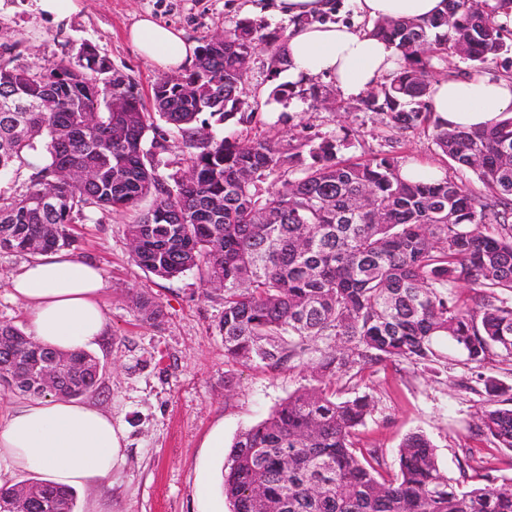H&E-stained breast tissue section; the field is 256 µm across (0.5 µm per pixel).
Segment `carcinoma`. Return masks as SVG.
Here are the masks:
<instances>
[{"mask_svg":"<svg viewBox=\"0 0 512 512\" xmlns=\"http://www.w3.org/2000/svg\"><path fill=\"white\" fill-rule=\"evenodd\" d=\"M444 2L427 20L373 25L401 63L362 105L385 115L392 130L428 123L433 59L456 48L483 65L512 49L487 0ZM284 40L239 20L224 31V47L200 45L188 75L154 83L159 119L182 145L179 169L165 179L144 148L153 116L130 90L101 81L94 47L82 46L74 63L1 61L0 103L35 107L0 111V176L23 173L38 137L47 140L49 160L31 168L23 192L0 194V251H58L71 246L72 225L91 210H134L126 233L139 242L131 255L137 266L162 279L195 270L204 286L224 292L225 362L291 369L310 359L317 384L235 438L224 470L231 512H512V492L491 481L451 484L421 433L401 443L398 470H384L381 449L354 441L374 401L342 397L370 366L407 361L432 369L448 361L443 343L465 366H512V116L478 130L434 123L440 155L475 174L481 191L446 176L408 182L406 160L391 153L343 159L346 143L333 137L307 138L284 153L271 139L206 131L212 120H253L241 111L250 84L244 58L262 48L271 68L285 66L277 45ZM87 166L97 170L90 181L62 178ZM292 168L299 176L291 179ZM183 171L192 179L183 181ZM148 197L150 207L139 209ZM135 305L149 320L163 315L142 294ZM319 340L325 348L311 359ZM49 356L72 362L58 395L98 388V362L87 352L13 351L21 360ZM0 363L10 389L39 396L1 354ZM483 385L496 404L475 428L512 451V388L490 376ZM31 493L42 512H74L73 490L33 478L0 487V512H13Z\"/></svg>","mask_w":512,"mask_h":512,"instance_id":"obj_1","label":"carcinoma"}]
</instances>
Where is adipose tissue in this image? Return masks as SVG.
Here are the masks:
<instances>
[{"label": "adipose tissue", "instance_id": "1", "mask_svg": "<svg viewBox=\"0 0 512 512\" xmlns=\"http://www.w3.org/2000/svg\"><path fill=\"white\" fill-rule=\"evenodd\" d=\"M368 22L381 18L427 19L443 11L442 0H355ZM329 0H275L277 16L291 19L288 77L305 85L333 80L346 97L380 84L398 67L394 45L343 23H321ZM127 37L164 73L189 66L195 45L183 31L139 18ZM431 109L440 124L472 130L491 125L512 109V79L451 76L433 84ZM8 287L29 312L28 336L39 344L71 352L100 348L108 322L99 297L100 267L65 251L42 255L14 272ZM123 434L112 417L89 400L28 397L0 415V478L18 471L38 473L49 483L86 487L111 482Z\"/></svg>", "mask_w": 512, "mask_h": 512}]
</instances>
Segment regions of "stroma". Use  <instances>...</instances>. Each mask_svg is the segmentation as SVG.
Returning <instances> with one entry per match:
<instances>
[{
	"instance_id": "stroma-1",
	"label": "stroma",
	"mask_w": 512,
	"mask_h": 512,
	"mask_svg": "<svg viewBox=\"0 0 512 512\" xmlns=\"http://www.w3.org/2000/svg\"><path fill=\"white\" fill-rule=\"evenodd\" d=\"M78 10L55 21L43 16L36 0H0V60L19 65L75 61L88 43L112 63L113 78L149 103L161 73L126 38L143 15L183 30L202 43L243 19L242 0H77ZM250 90L243 105L252 122L213 126L217 136L271 138L286 148L305 138L335 137L348 142L343 157L398 153L440 167L454 179L471 172L440 159L430 127L402 133L384 127L379 115L356 98L341 95L334 83L319 80V98H297L292 110L274 112L268 93L285 83L272 72L268 52L249 63ZM512 78V52L473 68L456 53L435 59L432 81L473 72ZM132 216L103 210L75 224L74 256L97 263L105 272L101 303L109 323L106 345L94 350L101 379L92 401L107 411L124 435L123 456L112 481L76 491L75 512H230L224 497V465L236 435L256 424L290 394L311 386L309 364L270 369L259 364H228L218 322L222 291L203 286L197 272L161 279L145 274L130 258L125 226ZM27 256L0 251V322L23 328L28 310L10 296L8 280ZM142 292L162 309L161 321L142 319L132 302ZM362 392L375 407L356 432V441L382 449L387 466L397 469V451L409 434L426 435L450 483L465 479V461L483 466L497 486L512 489V452L498 451L471 430L489 404L474 371L456 360L427 371L409 362L367 368Z\"/></svg>"
}]
</instances>
